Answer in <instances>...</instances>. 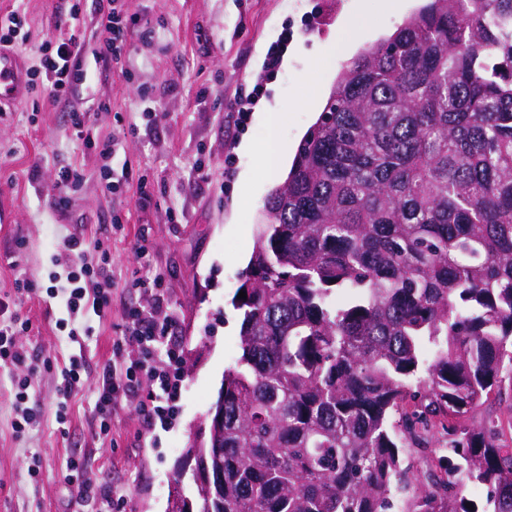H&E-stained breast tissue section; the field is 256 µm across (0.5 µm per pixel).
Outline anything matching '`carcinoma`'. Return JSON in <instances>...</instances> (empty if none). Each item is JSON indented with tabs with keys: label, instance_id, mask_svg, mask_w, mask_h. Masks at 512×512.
<instances>
[{
	"label": "carcinoma",
	"instance_id": "cac0c4a2",
	"mask_svg": "<svg viewBox=\"0 0 512 512\" xmlns=\"http://www.w3.org/2000/svg\"><path fill=\"white\" fill-rule=\"evenodd\" d=\"M241 280L178 512H512V417L461 425L512 387V0H428L342 68Z\"/></svg>",
	"mask_w": 512,
	"mask_h": 512
}]
</instances>
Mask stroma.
<instances>
[{"label": "stroma", "instance_id": "obj_1", "mask_svg": "<svg viewBox=\"0 0 512 512\" xmlns=\"http://www.w3.org/2000/svg\"><path fill=\"white\" fill-rule=\"evenodd\" d=\"M403 2L393 12L388 0H125L130 50L124 70L106 71L94 53L93 0H0L1 13L23 17V42L14 53L26 68L78 6L80 22L70 32L84 41L78 62L88 75L70 104L27 92L0 112V300L29 321L18 343L38 358L31 394L41 411L25 433L13 432V387L0 366V512H91L68 481L73 455L85 457L84 479L111 499L112 512H167L173 475L188 465L189 445L207 439L224 371L241 353L231 300L276 184L256 179L242 187L255 160L240 146L266 140L259 114L277 104L279 136L297 147L342 67L423 4ZM355 13L369 27L350 41L343 22ZM274 50L281 61L271 70ZM150 88L159 92L153 123L130 131L140 120V93ZM241 97L247 110L240 116ZM74 107L85 112L94 147L79 146ZM114 136L128 178L112 190L97 145ZM198 164L203 173L195 172ZM66 166L80 170L83 182L60 209L53 198ZM244 191L252 200L247 209L239 204ZM74 236L103 243L120 282L111 316L76 344L63 328L65 243ZM139 245L163 277L167 311L176 320L170 345L179 358L181 394L167 420L147 421L137 411L152 400L151 381L142 377L137 392L113 406L112 441L104 445L93 432L96 366L111 360L126 310L153 306L152 296L132 285ZM19 280L30 291L17 302ZM76 350L89 367L61 424L56 385L64 358ZM33 463L40 468L35 483L28 476Z\"/></svg>", "mask_w": 512, "mask_h": 512}]
</instances>
